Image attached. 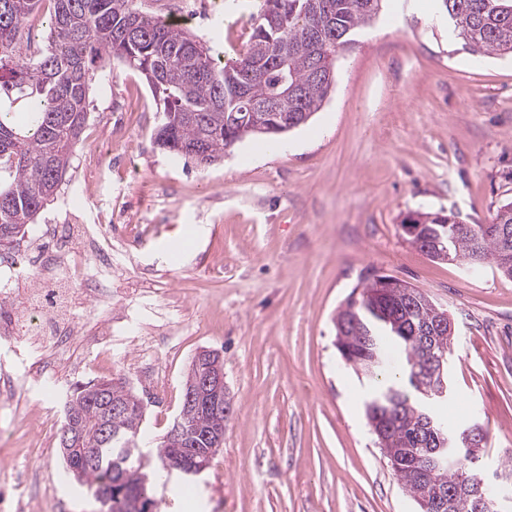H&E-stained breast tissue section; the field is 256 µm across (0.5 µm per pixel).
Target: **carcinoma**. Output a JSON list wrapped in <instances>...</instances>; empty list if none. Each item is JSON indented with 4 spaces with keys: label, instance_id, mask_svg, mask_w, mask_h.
Here are the masks:
<instances>
[{
    "label": "carcinoma",
    "instance_id": "carcinoma-1",
    "mask_svg": "<svg viewBox=\"0 0 512 512\" xmlns=\"http://www.w3.org/2000/svg\"><path fill=\"white\" fill-rule=\"evenodd\" d=\"M44 0H0V233L15 224H32L58 191L74 149L81 141L89 112L91 73L116 59L140 73L154 96L158 127L156 142L177 158L194 160L197 146L219 161L230 131L226 116L242 108L240 88L251 71L267 70L270 91H280L283 76L302 91L298 102L288 101L277 112L258 110L255 122L261 136L275 137L296 112L315 115L329 95L328 87L313 77L317 62H333L352 43L354 32L371 25L383 0H263L246 51L231 63H222L212 48L182 25L165 23L142 9V0H49V33L45 45L31 54L24 39L29 22ZM466 48L481 56L512 55V0H439ZM288 61L285 69L277 61ZM512 226V201L501 205L489 224H464L459 215L443 209L419 212L414 230L405 231L412 244L440 232L451 253L466 257L480 246V262L500 268L501 243L493 230ZM395 287L377 297L378 279L369 280L359 295H350L336 319L347 318L345 362L373 381L365 402L370 424L384 429L379 447L396 461L392 469L420 503L437 489L460 490L455 512H474L463 484L472 466L467 448H454V465L425 480L424 470L440 454L433 445L437 428L461 439L466 429L448 425L435 409L441 399H429L414 381V366L423 355L421 342L433 354H451L453 336L443 331L423 337L437 317L418 288L413 299L394 279ZM110 398L132 407L129 416H109V437L101 434L102 418L88 383L67 400L64 421L83 426L79 471L66 465L75 481L105 500L103 512H132L128 503L112 497L113 483L124 479L131 499L145 498L146 512H157L151 496L156 471L171 478L179 459L174 447L160 442L155 459L128 456L129 442H139L143 409L123 382L107 381ZM184 422L193 431L224 427V414L181 407Z\"/></svg>",
    "mask_w": 512,
    "mask_h": 512
}]
</instances>
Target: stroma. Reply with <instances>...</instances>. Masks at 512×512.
Returning <instances> with one entry per match:
<instances>
[{
	"label": "stroma",
	"instance_id": "obj_1",
	"mask_svg": "<svg viewBox=\"0 0 512 512\" xmlns=\"http://www.w3.org/2000/svg\"><path fill=\"white\" fill-rule=\"evenodd\" d=\"M418 2L420 12L397 16L387 0L337 57L322 109L282 136L283 150L245 140L205 169L155 144V103L139 73L118 62L95 73L57 199L0 246V258L84 224L131 225L132 243L112 244L111 305L78 300L68 311L86 336L109 335L112 346L79 340L68 363L43 364L23 321L37 283L15 269V333L0 338V489L22 485L33 512H100L61 458L70 393L126 381L152 456L206 348L224 359V445L201 481L157 488L160 512H419L366 421L365 377L335 345L337 309L379 274L417 287L452 318L447 410L488 429L481 466L512 512V279L488 263L434 260L401 227L439 209L487 224L512 200V58L471 54L430 18L436 0ZM258 9L259 0H217L189 28L231 60ZM107 141L131 158L91 174ZM70 195L79 215L63 205ZM198 225L203 235L179 246ZM27 364L41 382L6 398L2 373ZM39 411L54 415L46 445Z\"/></svg>",
	"mask_w": 512,
	"mask_h": 512
}]
</instances>
